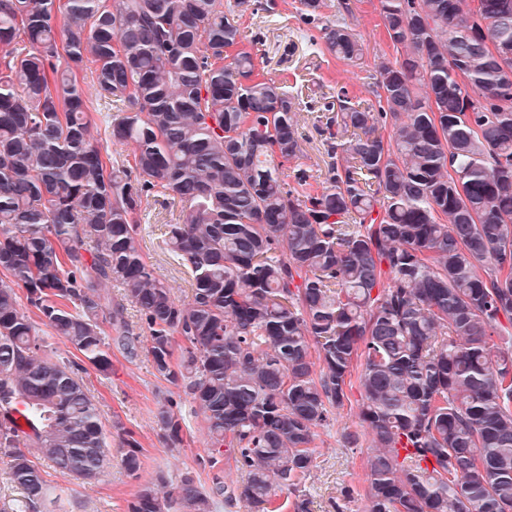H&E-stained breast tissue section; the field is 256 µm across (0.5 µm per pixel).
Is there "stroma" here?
Listing matches in <instances>:
<instances>
[{
  "label": "stroma",
  "mask_w": 512,
  "mask_h": 512,
  "mask_svg": "<svg viewBox=\"0 0 512 512\" xmlns=\"http://www.w3.org/2000/svg\"><path fill=\"white\" fill-rule=\"evenodd\" d=\"M349 10H342L339 0H325L323 13L334 22L347 24L365 44L362 64L351 65L327 50H312L303 38V24L297 10L298 0H277L276 14L263 11L242 12L239 23L246 35L244 46L251 50L259 67L275 81L298 89L304 101L298 112L304 138L296 166L325 175L330 159L319 134L323 105L336 86H347L352 95L365 93L368 71L378 57L394 56L385 35L378 0H348ZM143 227L141 246L147 261L172 288L175 296L189 294L187 274L164 248L161 226L172 219L168 208L148 200L141 209ZM83 384L97 404L106 427L122 424L138 443L143 470L139 477L125 471L122 457L127 450L121 436H113L111 459L103 472L91 480H63L47 460H38L47 480L49 498L59 500L65 512H127V504L143 483L164 478L166 489H173L184 474H193L197 483L209 486L206 471L197 458L206 448L208 436L192 405L180 388L160 378L147 352L126 359L120 352L112 354V371L100 374L87 369L81 374ZM177 399L185 418L183 441L169 447L155 414L166 398ZM360 394L334 411L330 424L316 428L313 446L316 459L306 483L310 512H367L365 496L367 472L364 461L370 447L362 439L359 447H346V431H363L360 419Z\"/></svg>",
  "instance_id": "stroma-1"
}]
</instances>
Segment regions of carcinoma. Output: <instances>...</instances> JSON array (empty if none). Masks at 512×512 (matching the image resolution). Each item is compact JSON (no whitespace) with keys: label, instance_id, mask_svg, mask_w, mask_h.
I'll list each match as a JSON object with an SVG mask.
<instances>
[{"label":"carcinoma","instance_id":"obj_1","mask_svg":"<svg viewBox=\"0 0 512 512\" xmlns=\"http://www.w3.org/2000/svg\"><path fill=\"white\" fill-rule=\"evenodd\" d=\"M299 4L310 46L360 64L323 0ZM379 4L397 55L375 64L371 98L336 88L319 132L338 161L318 191L285 167L300 93L242 47L249 0H0V454L16 512H51L31 457L91 479L112 439L84 367L50 353L23 296L100 373L112 347L146 350L196 405L200 463L247 474L208 489L186 475L163 496L147 482L127 512H308L315 429L354 380L368 512H512V344L489 343L512 315V0ZM89 64L98 105L119 112L104 134L134 145L119 164L90 133ZM149 197L179 206L162 235L187 301L142 254ZM157 420L179 446L171 399ZM109 292L112 295V304L121 303L125 308V318L129 324L130 332L133 336H148V332L145 327L141 326L139 319V313L136 308L128 303L123 296V289L119 287L117 283H113L108 286Z\"/></svg>","mask_w":512,"mask_h":512}]
</instances>
